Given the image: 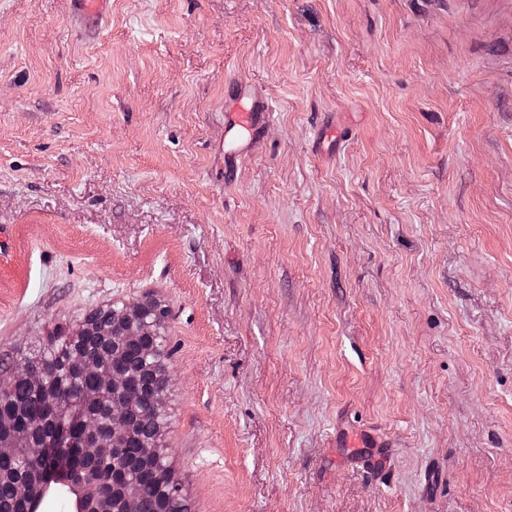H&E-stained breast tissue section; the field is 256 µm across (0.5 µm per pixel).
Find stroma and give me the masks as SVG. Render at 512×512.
Returning <instances> with one entry per match:
<instances>
[{
	"label": "stroma",
	"mask_w": 512,
	"mask_h": 512,
	"mask_svg": "<svg viewBox=\"0 0 512 512\" xmlns=\"http://www.w3.org/2000/svg\"><path fill=\"white\" fill-rule=\"evenodd\" d=\"M0 239V359L166 305L189 512H512V0H0ZM226 134L233 140L252 137L269 114V106L263 99L242 92L227 94L224 111Z\"/></svg>",
	"instance_id": "obj_1"
}]
</instances>
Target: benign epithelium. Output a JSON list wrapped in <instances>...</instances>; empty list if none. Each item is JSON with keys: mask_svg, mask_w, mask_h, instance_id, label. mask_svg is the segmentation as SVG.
Wrapping results in <instances>:
<instances>
[{"mask_svg": "<svg viewBox=\"0 0 512 512\" xmlns=\"http://www.w3.org/2000/svg\"><path fill=\"white\" fill-rule=\"evenodd\" d=\"M103 336L140 342L145 357L164 353L163 315L158 302L146 298L112 305L111 320L100 330ZM100 358L71 350L69 365L76 371L97 377L98 398L109 406V420L82 408L65 390L51 387L53 365L42 362L33 367L20 362L7 378L0 379V397L12 390L14 378L25 377L46 393L52 438H33L32 426L25 421L0 433V451L21 453L24 465L38 462L41 467L27 477L9 484L0 496V512H42L49 493L73 497L71 512H144L135 475L124 465L121 449L128 437V417L141 401V392L131 380L118 379L111 365Z\"/></svg>", "mask_w": 512, "mask_h": 512, "instance_id": "1", "label": "benign epithelium"}]
</instances>
